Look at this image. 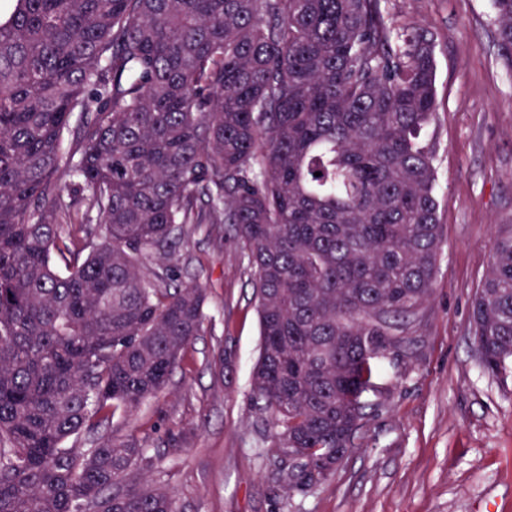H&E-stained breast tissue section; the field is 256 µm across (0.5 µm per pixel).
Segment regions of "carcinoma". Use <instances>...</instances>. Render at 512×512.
<instances>
[{"label": "carcinoma", "mask_w": 512, "mask_h": 512, "mask_svg": "<svg viewBox=\"0 0 512 512\" xmlns=\"http://www.w3.org/2000/svg\"><path fill=\"white\" fill-rule=\"evenodd\" d=\"M492 3L512 68V0ZM435 68L432 32L380 0L0 11V512H179L145 483L148 449L67 442L157 394L201 331L203 288L165 263L201 224L244 244L281 490L336 470L432 291ZM66 133L76 190L60 179ZM472 320L479 365L507 372L512 228Z\"/></svg>", "instance_id": "cac0c4a2"}]
</instances>
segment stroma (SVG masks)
Wrapping results in <instances>:
<instances>
[{
    "label": "stroma",
    "mask_w": 512,
    "mask_h": 512,
    "mask_svg": "<svg viewBox=\"0 0 512 512\" xmlns=\"http://www.w3.org/2000/svg\"><path fill=\"white\" fill-rule=\"evenodd\" d=\"M434 34L435 151L443 243L433 291L406 353L381 363L372 409L336 471L284 497L272 458V413L251 373L261 336L244 248L229 227L195 230L168 258L205 290L203 328L165 387L130 415L82 432L136 442L153 485L180 512H512V374L475 356L472 301L492 249L512 224V69L499 59L490 0H382Z\"/></svg>",
    "instance_id": "35a3bbf8"
}]
</instances>
